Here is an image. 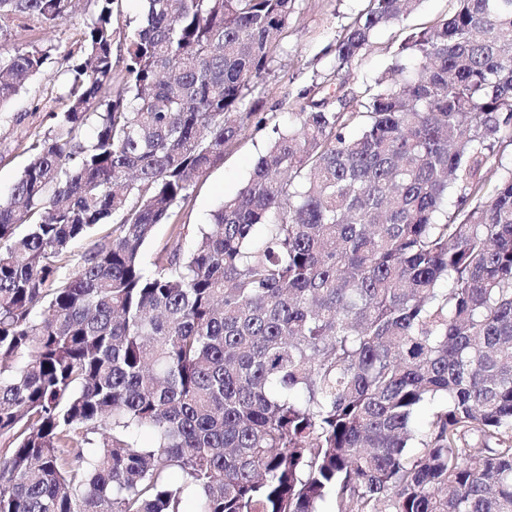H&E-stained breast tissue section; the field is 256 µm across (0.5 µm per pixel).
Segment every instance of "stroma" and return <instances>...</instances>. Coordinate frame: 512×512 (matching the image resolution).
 I'll use <instances>...</instances> for the list:
<instances>
[{
    "instance_id": "stroma-1",
    "label": "stroma",
    "mask_w": 512,
    "mask_h": 512,
    "mask_svg": "<svg viewBox=\"0 0 512 512\" xmlns=\"http://www.w3.org/2000/svg\"><path fill=\"white\" fill-rule=\"evenodd\" d=\"M287 28L276 37L275 61L261 91L258 107L265 123L250 127L224 150V159L210 168L195 185L180 209L176 222L187 225L181 240L182 252L193 250L200 227L210 224L224 198L233 196L248 179L254 164L273 136L274 129L297 125L295 104L306 90L320 86L335 89L338 80L353 87L373 82L391 65L399 44L412 32L450 17L456 0H421L416 11L400 23L376 32L369 46L352 67L334 70V47L338 36L363 13L367 0H296ZM94 9L92 0H80L75 13L60 25L49 28L37 20L11 21L0 34V57L15 56L33 38L52 45V63L30 80L0 111V196H8L29 162L26 145L46 130L49 110H62L63 102H51L57 81L69 64L68 53L84 21Z\"/></svg>"
}]
</instances>
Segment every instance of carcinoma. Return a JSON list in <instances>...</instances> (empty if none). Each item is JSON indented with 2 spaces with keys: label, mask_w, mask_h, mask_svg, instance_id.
Wrapping results in <instances>:
<instances>
[{
  "label": "carcinoma",
  "mask_w": 512,
  "mask_h": 512,
  "mask_svg": "<svg viewBox=\"0 0 512 512\" xmlns=\"http://www.w3.org/2000/svg\"><path fill=\"white\" fill-rule=\"evenodd\" d=\"M93 2L0 200V512H512V0H456L375 85L302 93L187 255L178 209L251 125L295 0H143L119 72L117 0ZM418 2L368 0L337 70ZM52 50L0 57V109ZM171 227L169 224H158L153 232L152 237L147 241L143 248V261L149 265L158 250H160L166 243H172L170 239Z\"/></svg>",
  "instance_id": "1"
}]
</instances>
